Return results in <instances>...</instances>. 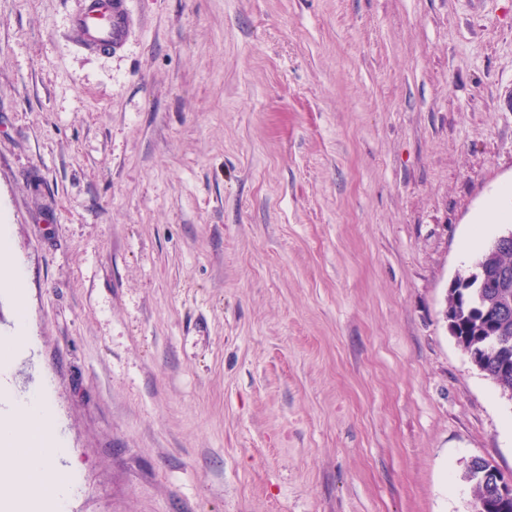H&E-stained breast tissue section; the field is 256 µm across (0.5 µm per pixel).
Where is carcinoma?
<instances>
[{
	"label": "carcinoma",
	"mask_w": 512,
	"mask_h": 512,
	"mask_svg": "<svg viewBox=\"0 0 512 512\" xmlns=\"http://www.w3.org/2000/svg\"><path fill=\"white\" fill-rule=\"evenodd\" d=\"M512 268V251L491 257L484 248L474 263L458 272L448 292V328L465 353L477 360L476 368L501 392L512 390V314L501 315L502 291L497 288V265ZM476 462H468L461 478L471 484L474 499L486 502L488 512H512L493 496L488 482L472 479Z\"/></svg>",
	"instance_id": "obj_1"
}]
</instances>
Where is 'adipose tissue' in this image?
<instances>
[{
	"label": "adipose tissue",
	"instance_id": "adipose-tissue-1",
	"mask_svg": "<svg viewBox=\"0 0 512 512\" xmlns=\"http://www.w3.org/2000/svg\"><path fill=\"white\" fill-rule=\"evenodd\" d=\"M0 403L5 406L0 412V472L10 475L16 488L15 512H30L22 491L26 485L48 491L50 512H66L74 477L52 465L65 447L51 432L53 409L44 393L17 396L0 381Z\"/></svg>",
	"mask_w": 512,
	"mask_h": 512
}]
</instances>
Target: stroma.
Wrapping results in <instances>:
<instances>
[{
	"label": "stroma",
	"instance_id": "obj_1",
	"mask_svg": "<svg viewBox=\"0 0 512 512\" xmlns=\"http://www.w3.org/2000/svg\"><path fill=\"white\" fill-rule=\"evenodd\" d=\"M0 0L5 378L67 512H470L512 402L446 296L512 185V0ZM82 10L72 17L84 47L92 52L120 50L130 32L125 0H84ZM509 198L511 200V213H512V191L510 186H504L500 189L499 194L492 199L484 212L479 216V221L483 224H494L497 220L503 217L509 208ZM10 231L8 224L0 225V271L7 270L5 277L0 276V288L12 290L17 300H22L23 288L26 281V273L18 263L10 250Z\"/></svg>",
	"mask_w": 512,
	"mask_h": 512
}]
</instances>
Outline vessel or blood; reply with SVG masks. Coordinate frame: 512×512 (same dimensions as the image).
I'll return each instance as SVG.
<instances>
[{
  "instance_id": "vessel-or-blood-1",
  "label": "vessel or blood",
  "mask_w": 512,
  "mask_h": 512,
  "mask_svg": "<svg viewBox=\"0 0 512 512\" xmlns=\"http://www.w3.org/2000/svg\"><path fill=\"white\" fill-rule=\"evenodd\" d=\"M71 23L84 47L92 52L120 50L130 32L125 0H85Z\"/></svg>"
}]
</instances>
